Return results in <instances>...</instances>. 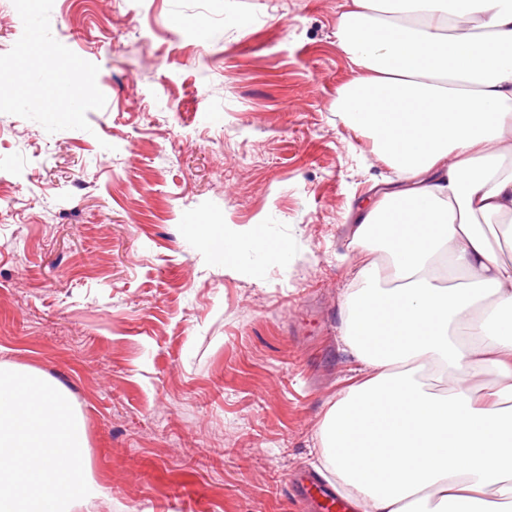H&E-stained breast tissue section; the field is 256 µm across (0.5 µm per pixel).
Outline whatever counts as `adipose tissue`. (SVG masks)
<instances>
[{"instance_id":"ef3b65f1","label":"adipose tissue","mask_w":512,"mask_h":512,"mask_svg":"<svg viewBox=\"0 0 512 512\" xmlns=\"http://www.w3.org/2000/svg\"><path fill=\"white\" fill-rule=\"evenodd\" d=\"M336 110L398 174L354 210L341 341L356 363L318 430L357 512H512V0H347ZM240 266L288 247L224 237ZM449 379L436 392L425 369Z\"/></svg>"}]
</instances>
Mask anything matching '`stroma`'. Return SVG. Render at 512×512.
Instances as JSON below:
<instances>
[{"instance_id":"1","label":"stroma","mask_w":512,"mask_h":512,"mask_svg":"<svg viewBox=\"0 0 512 512\" xmlns=\"http://www.w3.org/2000/svg\"><path fill=\"white\" fill-rule=\"evenodd\" d=\"M30 2L0 0V363L80 408V512H303L355 367L350 205L395 177L332 108L342 0ZM36 40L61 71L21 104ZM227 224L287 267L238 275Z\"/></svg>"}]
</instances>
